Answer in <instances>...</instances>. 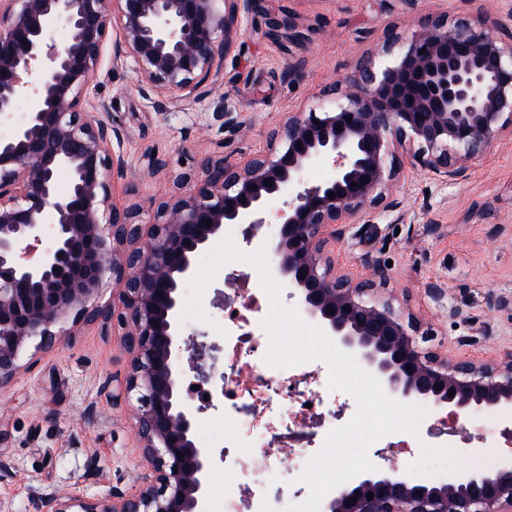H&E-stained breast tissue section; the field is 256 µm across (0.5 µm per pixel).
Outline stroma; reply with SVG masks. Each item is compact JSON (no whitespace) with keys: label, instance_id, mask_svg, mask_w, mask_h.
Segmentation results:
<instances>
[{"label":"stroma","instance_id":"35a3bbf8","mask_svg":"<svg viewBox=\"0 0 512 512\" xmlns=\"http://www.w3.org/2000/svg\"><path fill=\"white\" fill-rule=\"evenodd\" d=\"M283 8L310 30L309 40L295 44L267 36L266 14ZM478 12L507 17L512 0H419L412 12L402 0H261L209 96L180 110L161 107L131 66L114 64L111 51H104L91 87L95 100L109 108L119 135L112 146L127 163L126 177L116 182L115 203L143 205L166 189L164 175L145 173L146 154L179 170L219 146L231 161L258 153L288 113L309 110L325 85L348 74L359 57L378 52L388 30L404 36L429 14ZM295 61L303 64L299 79L286 73ZM218 96L227 97L243 122L229 141L211 115ZM393 193L401 203L398 213H367L346 225L334 250L337 271L361 281L370 279L374 266L385 267L379 297L431 332V349L450 361L493 366L512 358V319L492 304L512 295V135H501L484 160L454 184L408 168ZM233 273L247 277L243 295L253 293L258 268L247 260L224 262L201 293V317L182 320L186 333L204 332L212 347L206 363L220 371L233 358L223 350L224 311L213 300L217 291L231 293L225 280ZM433 284L444 288L442 298L429 294ZM62 328L60 344L28 347L21 371L0 387V512H32L34 501L51 495H129L146 471L135 409L113 406L109 399L113 378L127 370L121 330L98 322H66ZM432 422V413H425L417 434L397 438L398 466L412 476L437 481L467 466L512 464L496 411L449 422L447 434L438 437L427 432ZM465 437L479 441L467 459L459 450ZM312 453L306 445L278 451L283 475L265 486L268 501L286 495L306 500L299 462Z\"/></svg>","mask_w":512,"mask_h":512}]
</instances>
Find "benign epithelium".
Here are the masks:
<instances>
[{"instance_id": "obj_1", "label": "benign epithelium", "mask_w": 512, "mask_h": 512, "mask_svg": "<svg viewBox=\"0 0 512 512\" xmlns=\"http://www.w3.org/2000/svg\"><path fill=\"white\" fill-rule=\"evenodd\" d=\"M256 5L0 0V123L11 122L19 100L28 104L23 121L0 137V387L18 373L27 344H55L64 335L55 327L68 319L122 329L128 365L112 404L137 405L150 467L131 495H53L34 502V512H207L217 453L197 442L194 427L198 414L224 402V385L203 364L214 346L183 334L181 290L212 237L234 226L249 244L272 216L279 230L271 249L288 298L358 356L390 397L428 402L447 419L487 408L512 419V359L451 363L421 347L417 327L373 296L375 281L336 274L332 249L342 225L400 208L389 189L405 166L446 184L512 130L511 25L483 14L423 18L411 34L388 36L383 61L363 58L353 76L323 92L319 108L272 129L264 151L244 163L215 151L172 176L174 190L153 220L114 203L110 175L123 176L126 165L112 149L107 107L89 93L109 31L120 35L113 60H130L166 104L181 108L217 74ZM284 18L278 36L304 40L294 14ZM53 19L69 29L67 41L51 36ZM212 118L230 137L242 126L225 97ZM324 161L330 177L308 181ZM275 201L282 206L272 215ZM107 276L116 301L91 304ZM197 382L210 392L195 405ZM376 455L378 470L336 487L326 512H512V468L465 467L433 483L407 476L388 448Z\"/></svg>"}]
</instances>
